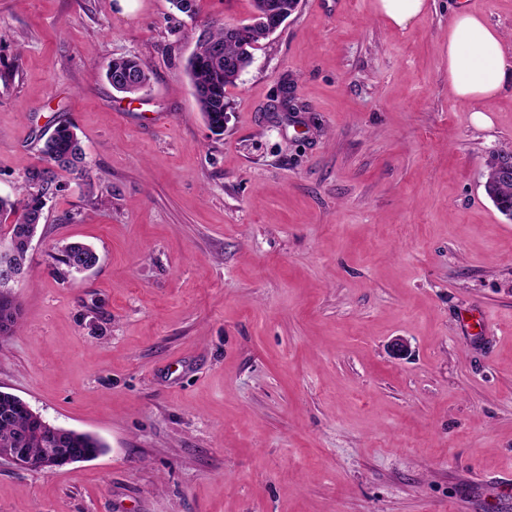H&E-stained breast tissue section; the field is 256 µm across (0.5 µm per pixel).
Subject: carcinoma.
I'll return each instance as SVG.
<instances>
[{"label": "carcinoma", "instance_id": "cac0c4a2", "mask_svg": "<svg viewBox=\"0 0 512 512\" xmlns=\"http://www.w3.org/2000/svg\"><path fill=\"white\" fill-rule=\"evenodd\" d=\"M267 38L266 29L256 22L249 40L239 41L230 37L226 27L219 22L207 26L199 36L196 49L187 63L190 89L209 128L216 135L224 133V89L235 83L239 72L249 66L252 50ZM105 77L116 91L125 88L133 79L142 86L149 82L148 67L138 57H122L111 61ZM41 164L30 168L18 188V198L11 201L0 197V217H13L9 235L14 246L17 271L25 273L29 239L36 235L42 224L46 200L60 191L58 172L64 171L85 185H92L91 169L85 162L86 154L80 141L68 125H58L45 139L40 149ZM495 207L502 215H512V181H495ZM60 262L70 273H80L95 265L97 253L80 242L65 243L57 247ZM18 306L9 296L0 292V324L7 332L18 327ZM19 400L11 393L0 394V447L29 448L37 451L43 447L37 432L38 423L17 408ZM60 448H77L93 456L105 448L97 437L76 430L65 433Z\"/></svg>", "mask_w": 512, "mask_h": 512}]
</instances>
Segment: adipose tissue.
Segmentation results:
<instances>
[{"instance_id": "1", "label": "adipose tissue", "mask_w": 512, "mask_h": 512, "mask_svg": "<svg viewBox=\"0 0 512 512\" xmlns=\"http://www.w3.org/2000/svg\"><path fill=\"white\" fill-rule=\"evenodd\" d=\"M448 85L474 114L512 87V61L502 34L481 17L454 11L448 25Z\"/></svg>"}]
</instances>
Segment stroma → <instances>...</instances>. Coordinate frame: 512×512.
Listing matches in <instances>:
<instances>
[{"label":"stroma","instance_id":"1","mask_svg":"<svg viewBox=\"0 0 512 512\" xmlns=\"http://www.w3.org/2000/svg\"><path fill=\"white\" fill-rule=\"evenodd\" d=\"M461 7L512 49V0H428L403 31L299 0L216 135L187 61L252 0H0V196L62 123L94 177L47 202L0 391L105 445L0 459V512H512V221L483 189L512 90L481 122L449 90ZM126 55L136 95L105 78ZM72 241L98 264L68 273ZM105 77L118 92L125 88L124 82L131 79L145 88L149 82L148 67L137 56L122 57L111 61L106 68Z\"/></svg>","mask_w":512,"mask_h":512}]
</instances>
